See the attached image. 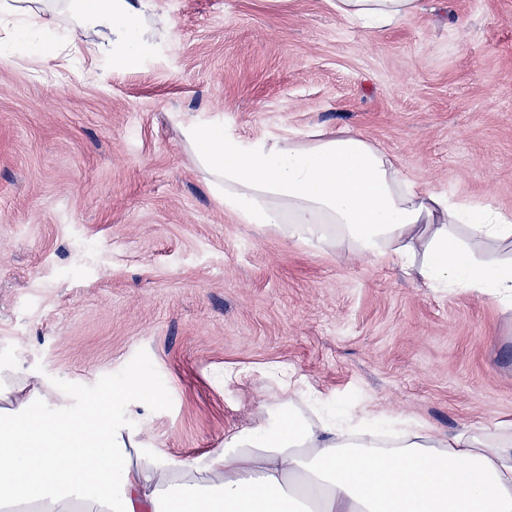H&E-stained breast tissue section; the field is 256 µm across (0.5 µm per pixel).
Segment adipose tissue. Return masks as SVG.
Listing matches in <instances>:
<instances>
[{
	"label": "adipose tissue",
	"instance_id": "1",
	"mask_svg": "<svg viewBox=\"0 0 512 512\" xmlns=\"http://www.w3.org/2000/svg\"><path fill=\"white\" fill-rule=\"evenodd\" d=\"M337 17L368 31L421 13L423 0H328ZM153 0H0V56L35 44L41 62L61 53L60 22L93 29L113 69L146 48ZM199 166L225 210L244 224L274 228L302 244L345 247L398 268L431 289L458 288L512 303V265L485 263L458 241L512 240V214L467 204L411 181L394 158L363 134L315 132L310 140L241 141L207 124L185 129ZM272 380L290 399L258 425L229 433L222 448L191 459L145 449L115 417L110 399L154 400L144 373L109 397L47 407L41 381L0 366V512H512V426L443 434L396 421L390 443L368 426L367 412L304 415L287 371Z\"/></svg>",
	"mask_w": 512,
	"mask_h": 512
}]
</instances>
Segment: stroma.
<instances>
[{"mask_svg":"<svg viewBox=\"0 0 512 512\" xmlns=\"http://www.w3.org/2000/svg\"><path fill=\"white\" fill-rule=\"evenodd\" d=\"M371 34L326 0H154L147 52L88 78L0 65V363L114 404L193 458L250 427L287 369L329 413L455 433L512 421V309L239 222L182 128L355 129L411 180L512 213V0H424ZM240 384L219 386L223 371Z\"/></svg>","mask_w":512,"mask_h":512,"instance_id":"stroma-1","label":"stroma"}]
</instances>
